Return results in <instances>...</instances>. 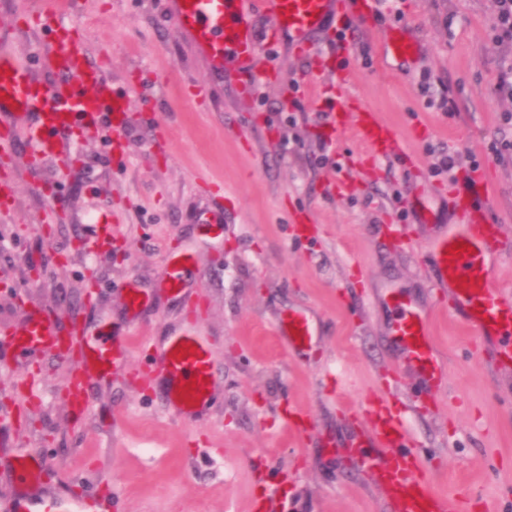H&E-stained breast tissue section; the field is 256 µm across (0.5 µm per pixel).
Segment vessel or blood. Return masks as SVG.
Returning a JSON list of instances; mask_svg holds the SVG:
<instances>
[{"label":"vessel or blood","instance_id":"vessel-or-blood-1","mask_svg":"<svg viewBox=\"0 0 512 512\" xmlns=\"http://www.w3.org/2000/svg\"><path fill=\"white\" fill-rule=\"evenodd\" d=\"M58 7V0H47L43 10L50 23L42 48L55 61L51 76L0 52V112L26 120L20 127L0 126V146L20 140L32 158L63 162L67 159L64 137L104 124L120 145L135 117L129 94L113 89L106 70L88 60L72 28L52 25ZM376 11V0H170L178 33L206 60L210 72L220 75L233 70L251 89L260 80L257 59L262 48L276 46L281 36H289L302 49L313 39L329 40L334 23L345 15L367 23ZM260 12L272 20V29L263 39L258 38L255 26ZM383 44L385 55L397 60L420 51L418 40L401 30L386 34ZM325 126L333 139L354 131L365 152L376 157L406 152L399 133L355 97L335 103ZM454 204L458 223L436 237L425 255L434 284L449 289L453 316L477 326L483 337L494 339L500 361L512 362V298L505 295L491 269L497 230L485 212L463 194H455ZM192 262V255L185 251L167 255L163 275L172 293L187 295L185 272ZM388 303L395 313L390 339L404 363L428 387L439 386L445 366L434 346L428 313L398 292L391 293ZM80 332L76 325L61 334L48 317L33 315L20 326L0 332V343L26 351L76 346L77 369L64 399L70 408L82 410L90 403L89 379L118 369L132 348L119 342L83 341ZM276 333L292 347L315 345L313 326L302 315L282 320ZM147 368L151 383L158 385L159 396L173 416L197 420L209 410L214 361L208 342L195 327L168 336ZM344 448L375 474L390 512H457L459 500L435 491L419 453L410 446L404 416L396 405L371 401ZM84 508L79 500L50 496L41 499L35 512H83Z\"/></svg>","mask_w":512,"mask_h":512}]
</instances>
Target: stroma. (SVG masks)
Here are the masks:
<instances>
[{
    "mask_svg": "<svg viewBox=\"0 0 512 512\" xmlns=\"http://www.w3.org/2000/svg\"><path fill=\"white\" fill-rule=\"evenodd\" d=\"M43 0H0L1 48L32 61ZM79 33L88 59L115 87L132 88L144 112L116 152L104 133L68 146V163L33 168L21 153H0V329L34 309L61 330L72 323L97 338L100 325L134 350L111 377L90 380L91 403L71 412L62 393L76 363L56 352L0 347V501L19 491L66 492L112 500V512H388L372 476L336 444L361 420L368 398L404 410L416 448L440 495L465 512H512V369L498 368L494 346L477 328L449 317L447 291L434 287L422 257L453 223H415L407 183L447 198L460 181L434 174L443 154L457 172L478 167L486 188L475 203L496 223L493 274L512 294V96L497 88L512 45L493 39L494 0H397L372 28L349 20L352 81L320 77L288 41L261 52L269 75L246 97L233 74H210L177 36L167 0H78L61 14ZM408 28L422 45L408 63L385 61L380 42ZM430 71L436 93L458 109L427 107L417 83ZM204 83L205 99L182 90ZM353 95L409 137L410 162L359 153L353 132L320 154L317 102ZM151 111H143L144 99ZM350 185L338 190L334 160ZM63 209L49 208L50 199ZM111 219L112 244L93 215ZM195 252L188 299L160 286L167 253ZM136 280L153 302L129 321L124 285ZM412 295L431 317L447 363L444 384L421 396L417 378L390 345L387 288ZM301 311L318 334L299 355L275 334L279 316ZM208 340L215 365L213 404L203 420L171 417L141 375L151 350L187 322ZM311 421L302 442L288 429L289 406ZM42 458L40 482L20 486L14 454Z\"/></svg>",
    "mask_w": 512,
    "mask_h": 512,
    "instance_id": "1",
    "label": "stroma"
}]
</instances>
